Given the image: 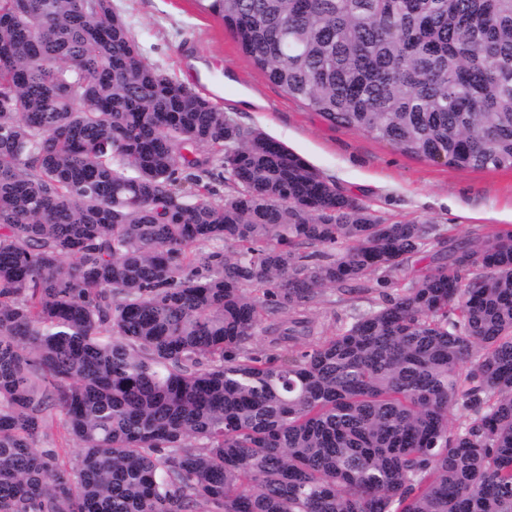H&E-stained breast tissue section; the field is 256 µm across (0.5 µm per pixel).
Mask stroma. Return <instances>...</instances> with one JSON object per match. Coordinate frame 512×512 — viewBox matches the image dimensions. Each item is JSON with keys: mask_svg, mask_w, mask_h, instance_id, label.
I'll use <instances>...</instances> for the list:
<instances>
[{"mask_svg": "<svg viewBox=\"0 0 512 512\" xmlns=\"http://www.w3.org/2000/svg\"><path fill=\"white\" fill-rule=\"evenodd\" d=\"M154 67L213 98L243 126L293 149L375 214L455 239L512 226V169L458 170L334 127L253 68L196 0H112Z\"/></svg>", "mask_w": 512, "mask_h": 512, "instance_id": "stroma-1", "label": "stroma"}]
</instances>
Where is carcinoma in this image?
I'll list each match as a JSON object with an SVG mask.
<instances>
[{
  "label": "carcinoma",
  "mask_w": 512,
  "mask_h": 512,
  "mask_svg": "<svg viewBox=\"0 0 512 512\" xmlns=\"http://www.w3.org/2000/svg\"><path fill=\"white\" fill-rule=\"evenodd\" d=\"M197 2L330 125L512 169V0ZM442 238L148 64L112 0H0V512H512V227Z\"/></svg>",
  "instance_id": "obj_1"
}]
</instances>
